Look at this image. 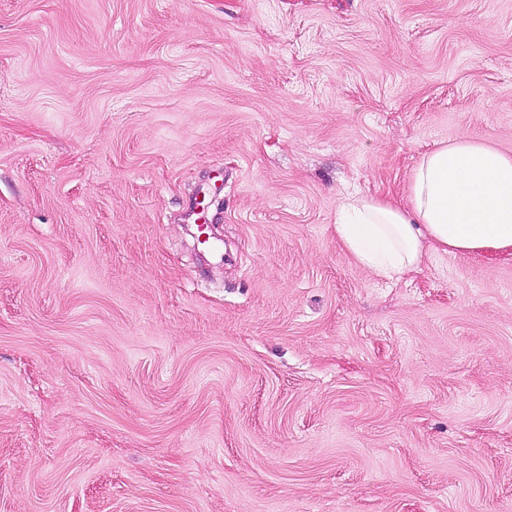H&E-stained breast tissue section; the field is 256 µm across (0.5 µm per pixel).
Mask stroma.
<instances>
[{
    "label": "stroma",
    "instance_id": "obj_1",
    "mask_svg": "<svg viewBox=\"0 0 512 512\" xmlns=\"http://www.w3.org/2000/svg\"><path fill=\"white\" fill-rule=\"evenodd\" d=\"M458 139L512 0H0V512H512V259L335 231Z\"/></svg>",
    "mask_w": 512,
    "mask_h": 512
}]
</instances>
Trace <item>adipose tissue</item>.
<instances>
[{
    "label": "adipose tissue",
    "instance_id": "obj_1",
    "mask_svg": "<svg viewBox=\"0 0 512 512\" xmlns=\"http://www.w3.org/2000/svg\"><path fill=\"white\" fill-rule=\"evenodd\" d=\"M335 229L385 279L418 270L429 251L512 255V154L469 140L440 146L421 156L406 200L348 195Z\"/></svg>",
    "mask_w": 512,
    "mask_h": 512
}]
</instances>
